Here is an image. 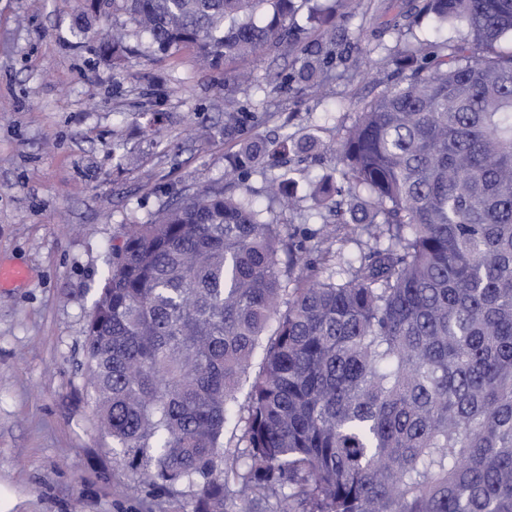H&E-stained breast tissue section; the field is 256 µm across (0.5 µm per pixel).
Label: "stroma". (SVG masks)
Masks as SVG:
<instances>
[{
  "mask_svg": "<svg viewBox=\"0 0 512 512\" xmlns=\"http://www.w3.org/2000/svg\"><path fill=\"white\" fill-rule=\"evenodd\" d=\"M113 16L85 0H0V265L27 279L0 291V512H174L136 491L98 429L84 378L86 321L129 220L146 222L178 194L224 178V86L239 71L287 70L276 51L201 67L190 51L128 56L120 69L98 56ZM87 35L79 39L76 27ZM385 50L337 64L320 94L235 86L263 117L258 130L319 137L292 161L301 200L281 212L266 194L271 169L244 186L267 218L318 230L307 171L340 169L336 130L370 101L393 65ZM163 112L149 135L143 113Z\"/></svg>",
  "mask_w": 512,
  "mask_h": 512,
  "instance_id": "35a3bbf8",
  "label": "stroma"
}]
</instances>
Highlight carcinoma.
<instances>
[{
	"mask_svg": "<svg viewBox=\"0 0 512 512\" xmlns=\"http://www.w3.org/2000/svg\"><path fill=\"white\" fill-rule=\"evenodd\" d=\"M103 4L129 21L100 46L114 68L132 51L212 66L274 48L302 90L348 59L356 16L363 59L425 19L467 30L404 44V76L339 126L342 169L308 179L328 235L216 185L125 225L84 342L112 454L179 512H512V0H389L366 40L363 0ZM252 120L225 92L234 181L320 148ZM295 194L289 169L267 183L283 211ZM363 224L374 243L347 259Z\"/></svg>",
	"mask_w": 512,
	"mask_h": 512,
	"instance_id": "carcinoma-1",
	"label": "carcinoma"
}]
</instances>
